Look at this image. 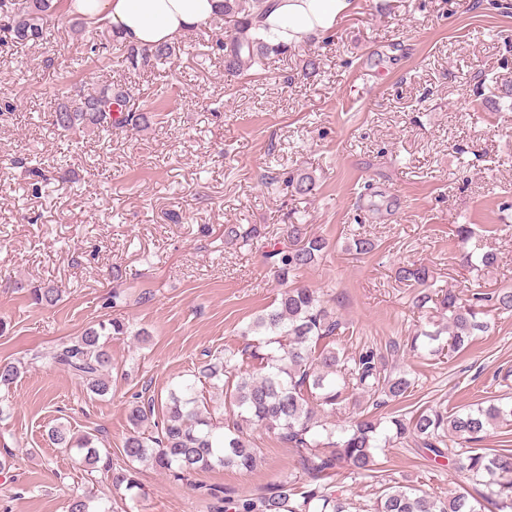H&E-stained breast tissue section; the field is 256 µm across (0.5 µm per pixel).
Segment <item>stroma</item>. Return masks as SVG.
I'll use <instances>...</instances> for the list:
<instances>
[{
  "instance_id": "35a3bbf8",
  "label": "stroma",
  "mask_w": 512,
  "mask_h": 512,
  "mask_svg": "<svg viewBox=\"0 0 512 512\" xmlns=\"http://www.w3.org/2000/svg\"><path fill=\"white\" fill-rule=\"evenodd\" d=\"M210 41L209 30H188L174 62L134 69L117 41L109 60L91 61L67 24L23 49L0 32V103L14 106L0 118V278L10 283L0 288V364L44 355L0 389V445L15 454L0 473V512H66L76 492L111 500L114 512H213V499L147 466L138 489L115 487L61 454L47 431L62 422L99 433L122 466L131 395L146 389L165 401L204 352L242 347L239 329L281 290L266 254L288 249L289 224L329 244L296 282L345 323L346 354L400 347L388 367L414 385L378 416L512 401V315H491L489 331L452 359L415 351L411 340L436 308H417L416 287L397 277L415 261L435 291L512 288V0H355L331 34L236 76ZM62 77L135 86L143 127L105 150L60 135L46 119ZM20 155L35 157L53 184L32 193L12 164ZM268 171L277 181L262 183ZM300 173L313 175L311 193L287 186ZM372 201L379 212H369ZM228 224L258 235L226 242ZM462 224L473 231L466 242ZM360 233L373 252L356 254ZM484 251L498 254L497 267L475 266ZM48 285L63 289L61 301L32 304L29 289ZM116 290L124 300L114 307ZM107 316L151 340H108L112 393L95 398L46 356ZM250 436L252 471L215 468L198 482L255 497L299 474L295 450L276 434ZM378 461L373 478L336 469L331 491L359 505L392 481L439 496L482 491L411 444L382 449Z\"/></svg>"
}]
</instances>
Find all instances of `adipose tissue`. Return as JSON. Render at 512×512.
I'll list each match as a JSON object with an SVG mask.
<instances>
[{
  "instance_id": "adipose-tissue-1",
  "label": "adipose tissue",
  "mask_w": 512,
  "mask_h": 512,
  "mask_svg": "<svg viewBox=\"0 0 512 512\" xmlns=\"http://www.w3.org/2000/svg\"><path fill=\"white\" fill-rule=\"evenodd\" d=\"M223 0H70L68 11L105 22L129 44L171 43L187 30L208 27ZM354 0H265L258 32L268 43L297 47L320 37L349 12Z\"/></svg>"
}]
</instances>
